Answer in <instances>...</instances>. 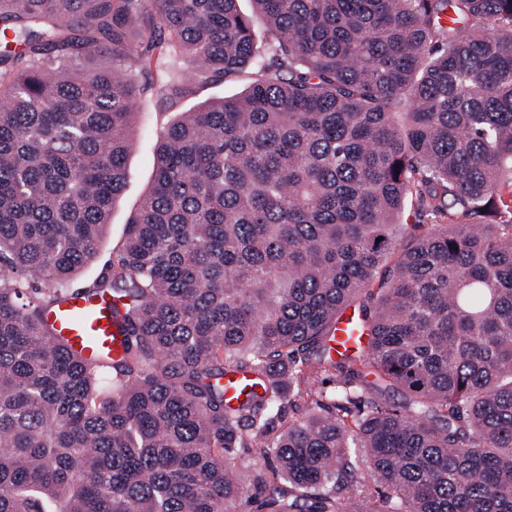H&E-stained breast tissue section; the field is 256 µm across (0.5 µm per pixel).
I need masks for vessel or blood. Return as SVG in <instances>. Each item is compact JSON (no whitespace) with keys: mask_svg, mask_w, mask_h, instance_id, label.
<instances>
[{"mask_svg":"<svg viewBox=\"0 0 512 512\" xmlns=\"http://www.w3.org/2000/svg\"><path fill=\"white\" fill-rule=\"evenodd\" d=\"M58 338L85 360L96 362L109 356L119 359L124 354L121 337L112 323V305L107 300L70 292L47 315ZM359 322L355 313H347L336 325L338 344L353 346L359 336Z\"/></svg>","mask_w":512,"mask_h":512,"instance_id":"obj_1","label":"vessel or blood"}]
</instances>
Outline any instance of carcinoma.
Wrapping results in <instances>:
<instances>
[{
	"label": "carcinoma",
	"instance_id": "cac0c4a2",
	"mask_svg": "<svg viewBox=\"0 0 512 512\" xmlns=\"http://www.w3.org/2000/svg\"><path fill=\"white\" fill-rule=\"evenodd\" d=\"M251 2L0 0V512H512V0ZM154 57L167 109L247 86L159 134L84 290L125 353L87 363L43 313L99 252ZM364 334L359 330V322L354 312L346 313L336 325L335 336L340 350L344 349L342 344L346 347L354 346V339Z\"/></svg>",
	"mask_w": 512,
	"mask_h": 512
}]
</instances>
